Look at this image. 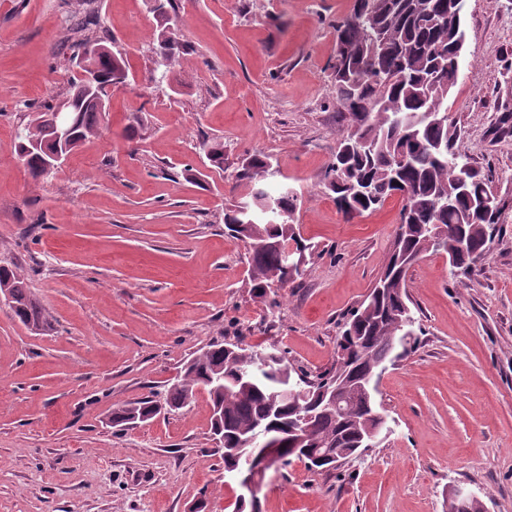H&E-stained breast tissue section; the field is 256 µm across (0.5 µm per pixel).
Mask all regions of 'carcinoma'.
Here are the masks:
<instances>
[{
    "instance_id": "1",
    "label": "carcinoma",
    "mask_w": 512,
    "mask_h": 512,
    "mask_svg": "<svg viewBox=\"0 0 512 512\" xmlns=\"http://www.w3.org/2000/svg\"><path fill=\"white\" fill-rule=\"evenodd\" d=\"M462 6L463 0H354L350 15L336 25L331 72L336 105L347 130L320 183L348 219L382 206L392 196L402 200L393 248L375 282L383 292L369 293L345 319L336 339V348L345 355L314 377L317 384L305 397L285 399L281 390L288 378L305 372L281 354L262 358L260 351L226 337L185 361L180 376L155 397L116 405L112 426L123 428L131 421L154 418L160 400L169 412L183 409L195 401V390L201 386L209 405L219 409L212 431L222 447H254L262 439L256 429L261 421L284 446L269 465L279 472L301 459L289 433L298 403L318 411L309 430L311 448L328 449L340 462L357 458L360 449L378 437L379 422L370 418L381 409L375 400L359 397L342 403L339 411H321L317 391L338 380L349 390L367 378L376 381L386 364L411 352L417 338L407 285L409 268L432 251L447 254L453 268L469 272L488 250L491 225L497 220L493 215L462 222L470 202L488 194L481 170L471 167L463 172L467 154L446 117L448 95L459 77L453 61L457 31L463 30ZM72 48L80 73L65 100L78 117L74 137L63 145L50 139L55 105L33 113L16 135L15 152L35 180L51 175L46 169L50 155L68 156L97 133L108 112L101 101H109L108 91L119 84V76H129L124 59L99 37L85 34ZM181 49L179 28H163L152 48V79L166 77ZM358 139L371 141L373 148L350 150ZM201 150L211 166L224 169L223 141H204ZM270 165V157L263 154L245 159L239 178L254 183L253 204L224 212L229 235L249 246L247 280L259 299L267 297L275 280H282L278 288L284 289L302 277L301 269L292 275L284 270L283 253L289 245L299 251L311 249L290 219L299 209V196L291 189L272 196L263 187ZM268 204L278 218L262 213ZM3 288L14 304V316L29 331L44 335L52 330V321L23 275L1 266Z\"/></svg>"
}]
</instances>
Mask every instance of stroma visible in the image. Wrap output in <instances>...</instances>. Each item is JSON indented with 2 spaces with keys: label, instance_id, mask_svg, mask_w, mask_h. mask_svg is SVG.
Returning <instances> with one entry per match:
<instances>
[{
  "label": "stroma",
  "instance_id": "1",
  "mask_svg": "<svg viewBox=\"0 0 512 512\" xmlns=\"http://www.w3.org/2000/svg\"><path fill=\"white\" fill-rule=\"evenodd\" d=\"M154 0H0V266L24 274L54 328L31 333L0 307V512H226L222 447L205 397L125 431L121 402L161 389L224 337L330 368L345 316L392 248L402 206L353 219L319 185L346 129L330 64L353 0H174L183 49L153 83ZM98 34L132 76L109 114L52 176L33 181L13 152L33 106L78 75L75 28ZM466 43L448 116L488 174L498 221L466 275L424 253L408 270L417 349L379 383L388 431L326 472L271 471L262 512H446L452 485L487 512H512V0H464ZM224 143L204 183L199 145ZM271 155L295 189V224L316 246L277 305L252 295L247 249L224 211L248 201L241 161Z\"/></svg>",
  "mask_w": 512,
  "mask_h": 512
}]
</instances>
